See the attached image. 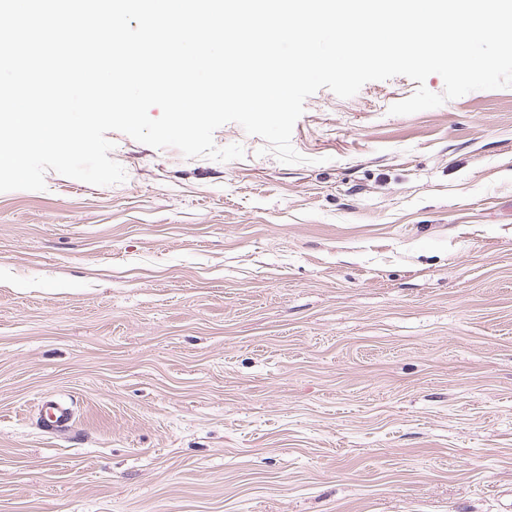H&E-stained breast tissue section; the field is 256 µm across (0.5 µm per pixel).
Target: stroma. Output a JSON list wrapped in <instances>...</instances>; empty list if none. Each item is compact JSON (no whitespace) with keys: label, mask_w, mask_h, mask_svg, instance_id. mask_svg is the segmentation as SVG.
<instances>
[{"label":"stroma","mask_w":512,"mask_h":512,"mask_svg":"<svg viewBox=\"0 0 512 512\" xmlns=\"http://www.w3.org/2000/svg\"><path fill=\"white\" fill-rule=\"evenodd\" d=\"M417 87L0 193V512L512 507V88ZM72 409L57 399H49L43 403L41 411V424L51 430H65L72 420Z\"/></svg>","instance_id":"stroma-1"}]
</instances>
